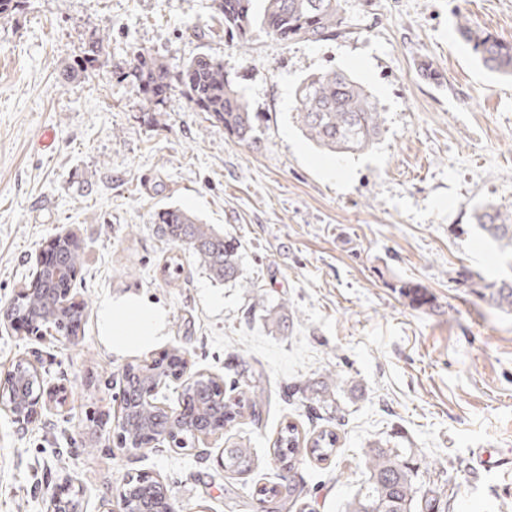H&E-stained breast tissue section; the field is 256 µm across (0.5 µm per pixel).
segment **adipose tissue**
I'll list each match as a JSON object with an SVG mask.
<instances>
[{
  "label": "adipose tissue",
  "mask_w": 512,
  "mask_h": 512,
  "mask_svg": "<svg viewBox=\"0 0 512 512\" xmlns=\"http://www.w3.org/2000/svg\"><path fill=\"white\" fill-rule=\"evenodd\" d=\"M101 336L114 350L147 349L164 336L167 312L137 295L106 299L100 308Z\"/></svg>",
  "instance_id": "adipose-tissue-1"
}]
</instances>
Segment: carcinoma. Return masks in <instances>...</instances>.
Segmentation results:
<instances>
[{"label": "carcinoma", "mask_w": 512, "mask_h": 512, "mask_svg": "<svg viewBox=\"0 0 512 512\" xmlns=\"http://www.w3.org/2000/svg\"><path fill=\"white\" fill-rule=\"evenodd\" d=\"M346 0H264L256 11L255 0H217V11L224 17V32L248 41L251 28L260 27L267 35L282 41L305 40L318 42L336 36L346 21ZM456 33L469 45L480 65L487 71L512 76V41L473 26L469 21H457ZM82 71L94 68L105 54L104 37L97 30L83 40ZM124 76L131 77L143 88L149 110L154 112L167 94L176 88L208 119L224 125V130L242 144L258 140L261 117L251 111L248 101L224 73V63L201 53L172 72L163 59L147 52L136 51L127 61ZM299 108L295 113L304 136L317 147L334 153L361 152L371 147L381 133V113L365 88L341 71L313 74L297 89ZM480 228L503 247L512 251V205H488L475 214ZM157 230L168 241L189 251L209 278L224 285H240L247 281L240 245L232 237L217 233L188 211L166 206L155 215ZM81 246L71 236L56 244L52 268L43 269L42 287L50 292L68 287L81 267ZM490 305L512 312V280L494 283L481 293ZM84 308L71 306L66 310L48 307L39 296L19 299L15 317L38 325L50 324L62 336H73L80 328ZM183 362L178 350L159 361L156 376ZM141 368L131 365L125 371L122 414L129 423L126 443L138 448L148 444L152 436L175 426L176 420L164 410L141 400ZM344 379L333 371L327 372L320 387L314 389L313 400L319 408L333 413L339 410L337 390ZM13 394L37 386L35 375L23 363L15 365L8 381ZM269 395L255 379L245 384L236 401L220 399L213 381L204 375L188 384L182 393L185 409L192 414V423L180 430L183 445L196 439V432L219 423L229 424L241 415V410H253L266 403ZM339 437L333 431H323L307 441L301 439L297 426H283L274 444V454L283 466L292 470L298 463L301 444L309 445V453L324 460L335 452ZM252 455L247 448L224 449V468L245 471L251 467ZM367 477L363 485L344 507L343 512H442L448 508V494L443 475L433 466L413 460L400 449H385L379 442L369 444L364 455ZM133 506L153 507L154 484L138 477L129 479ZM274 512H291L298 498L293 486L280 485L265 493Z\"/></svg>", "instance_id": "cac0c4a2"}]
</instances>
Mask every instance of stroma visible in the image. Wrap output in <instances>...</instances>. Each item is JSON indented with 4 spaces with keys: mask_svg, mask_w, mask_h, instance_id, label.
<instances>
[{
    "mask_svg": "<svg viewBox=\"0 0 512 512\" xmlns=\"http://www.w3.org/2000/svg\"><path fill=\"white\" fill-rule=\"evenodd\" d=\"M335 37L288 44L224 33L214 0H23L0 19V310L30 287L57 235L75 233L83 266L70 286L84 304L77 335H34L0 320V380L34 361L66 404L19 429L0 409V512H47L63 482L84 512H110L126 481H159L174 512H264L261 488L289 482L292 512H342L365 479L376 440L447 470L453 512H512V313L485 286L512 278V254L474 219L512 203V79L483 69L455 32L458 15L512 40V0H348ZM106 37L93 78L68 76L88 31ZM143 49L179 67L201 52L263 118L255 145L206 120L181 91L159 111L122 68ZM428 61L444 76L420 73ZM342 70L384 118L368 150L307 142L295 90ZM195 213L237 237L252 288L213 282L154 224L160 208ZM183 274L168 281L167 256ZM425 291L419 307L407 287ZM138 293L168 313L152 348L115 352L99 338L108 296ZM286 308L288 327L265 315ZM180 349L190 372L240 392L251 366L273 399L224 431L179 449L124 446L122 374ZM351 386L338 412L308 399L327 371ZM295 424L335 431V453L300 452L287 470L273 446ZM254 463L225 472L224 451Z\"/></svg>",
    "mask_w": 512,
    "mask_h": 512,
    "instance_id": "35a3bbf8",
    "label": "stroma"
}]
</instances>
